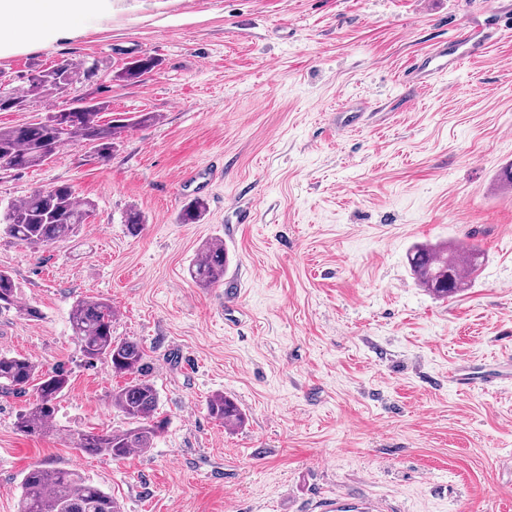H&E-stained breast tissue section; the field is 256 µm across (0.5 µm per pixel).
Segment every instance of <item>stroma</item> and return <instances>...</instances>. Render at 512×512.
Masks as SVG:
<instances>
[{"label": "stroma", "mask_w": 512, "mask_h": 512, "mask_svg": "<svg viewBox=\"0 0 512 512\" xmlns=\"http://www.w3.org/2000/svg\"><path fill=\"white\" fill-rule=\"evenodd\" d=\"M485 19L483 0H111L72 40L0 57L15 76L98 59L82 97L161 116L108 161L73 146L0 172L2 203L66 184L95 206L48 246L0 233V269L42 312H1L0 352L70 376L42 437L14 427L25 397L0 393V512H17L35 463L79 469L124 512H512V379L456 382L512 368V30L427 88L401 80ZM143 56V81L118 80ZM351 97L370 103L353 127ZM194 198L204 219L181 223ZM215 238L224 282L200 288L188 268ZM461 242L482 265L438 298L407 253ZM92 297L142 344L167 421L121 460L69 437L126 425L111 404L124 378L71 335L72 305ZM220 391L241 426L208 414Z\"/></svg>", "instance_id": "35a3bbf8"}]
</instances>
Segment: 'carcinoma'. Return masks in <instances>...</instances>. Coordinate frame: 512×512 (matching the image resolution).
<instances>
[{
  "mask_svg": "<svg viewBox=\"0 0 512 512\" xmlns=\"http://www.w3.org/2000/svg\"><path fill=\"white\" fill-rule=\"evenodd\" d=\"M101 62L63 60L50 67L31 69L21 84H8L0 96L11 99L19 112L33 103L63 98V90H74L90 81L100 70ZM156 62L151 57L127 63L120 78L138 81L151 73ZM111 111L107 101L76 100L65 120L57 121L50 112L41 121L0 127V171H20L43 164L64 146L83 145L100 162L112 156V148L130 119L102 120ZM0 229L11 238L29 245H50L74 236L93 215V204L79 201L70 186L52 187L51 192H35L18 203L5 207ZM206 210L199 199L182 211L181 220L193 224ZM478 249L472 246L416 245L408 260L421 286L434 295L446 298L466 287L479 270ZM227 253L224 242L212 240L201 249V259L189 267L192 281L200 288L224 282ZM17 307V288L10 272L0 270V309ZM115 313L102 298H84L75 302L69 322L72 337L83 356L89 360L104 359L117 375L130 381L112 394V407L122 413L130 427L122 430L80 431L72 434V442L87 456L108 455L124 459L134 452H146L164 432L166 421L158 418L159 395L146 378L147 366L142 346L132 340L112 336ZM69 387L68 372L56 369L38 371L23 355L0 354V388L19 394H30L33 402L16 416L17 430L28 436H40L53 430L61 397ZM209 415L227 427L241 422L236 403L222 392L207 400ZM19 512H122L112 495L85 480L74 469L34 465L23 473Z\"/></svg>",
  "mask_w": 512,
  "mask_h": 512,
  "instance_id": "carcinoma-1",
  "label": "carcinoma"
}]
</instances>
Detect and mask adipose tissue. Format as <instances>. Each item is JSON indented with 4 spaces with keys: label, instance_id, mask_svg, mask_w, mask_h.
I'll list each match as a JSON object with an SVG mask.
<instances>
[{
    "label": "adipose tissue",
    "instance_id": "obj_1",
    "mask_svg": "<svg viewBox=\"0 0 512 512\" xmlns=\"http://www.w3.org/2000/svg\"><path fill=\"white\" fill-rule=\"evenodd\" d=\"M110 0H0V57L72 39Z\"/></svg>",
    "mask_w": 512,
    "mask_h": 512
}]
</instances>
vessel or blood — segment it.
<instances>
[{"label": "vessel or blood", "mask_w": 512, "mask_h": 512, "mask_svg": "<svg viewBox=\"0 0 512 512\" xmlns=\"http://www.w3.org/2000/svg\"><path fill=\"white\" fill-rule=\"evenodd\" d=\"M499 33L494 21L479 34L470 27H459L447 40L411 58L403 74L405 84L412 88L430 85L440 75L485 57Z\"/></svg>", "instance_id": "b4317fda"}]
</instances>
